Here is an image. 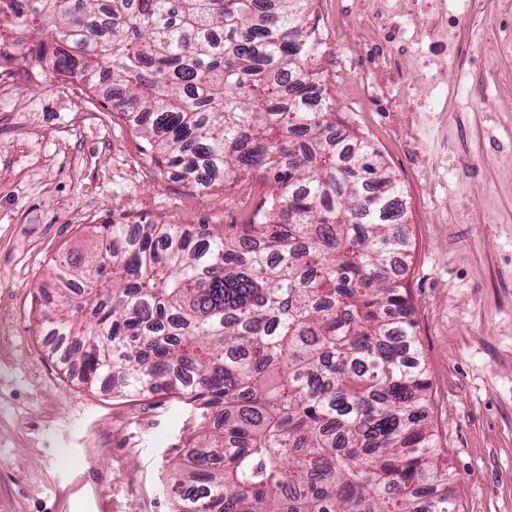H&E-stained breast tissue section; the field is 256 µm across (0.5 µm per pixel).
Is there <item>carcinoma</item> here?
Masks as SVG:
<instances>
[{
  "label": "carcinoma",
  "instance_id": "carcinoma-1",
  "mask_svg": "<svg viewBox=\"0 0 512 512\" xmlns=\"http://www.w3.org/2000/svg\"><path fill=\"white\" fill-rule=\"evenodd\" d=\"M0 0L20 60L112 97L159 175L198 192L255 172L241 224H103L38 284L83 383L198 414L173 512H453L425 425L397 178L317 80L313 0Z\"/></svg>",
  "mask_w": 512,
  "mask_h": 512
}]
</instances>
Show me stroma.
<instances>
[{
    "label": "stroma",
    "instance_id": "stroma-1",
    "mask_svg": "<svg viewBox=\"0 0 512 512\" xmlns=\"http://www.w3.org/2000/svg\"><path fill=\"white\" fill-rule=\"evenodd\" d=\"M325 92L400 182L428 429L455 512H512V0H314ZM108 87L0 71V512H171L194 411L94 386L35 285L90 226L223 230L270 191L159 176Z\"/></svg>",
    "mask_w": 512,
    "mask_h": 512
}]
</instances>
